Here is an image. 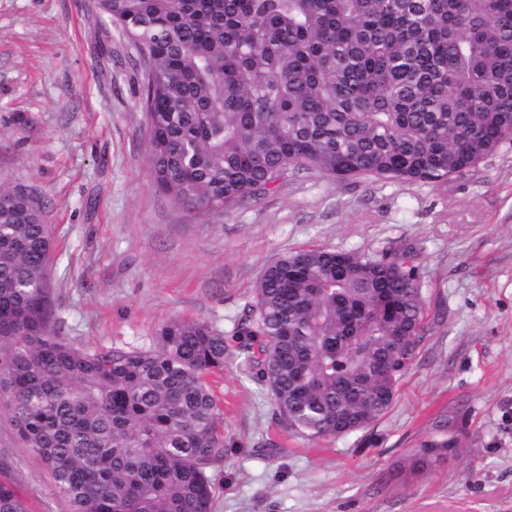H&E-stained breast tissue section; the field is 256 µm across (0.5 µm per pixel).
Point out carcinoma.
<instances>
[{"label": "carcinoma", "mask_w": 512, "mask_h": 512, "mask_svg": "<svg viewBox=\"0 0 512 512\" xmlns=\"http://www.w3.org/2000/svg\"><path fill=\"white\" fill-rule=\"evenodd\" d=\"M145 62L155 188L208 213L290 176L448 184L512 143V0H98ZM52 225L0 185V398L71 512H215L224 335L173 319L148 348L56 325ZM417 255L322 247L266 265L236 330L283 429H367L427 330ZM460 445L440 420L411 469ZM0 512H30L0 477Z\"/></svg>", "instance_id": "carcinoma-1"}]
</instances>
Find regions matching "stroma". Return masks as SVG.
Wrapping results in <instances>:
<instances>
[{
    "label": "stroma",
    "mask_w": 512,
    "mask_h": 512,
    "mask_svg": "<svg viewBox=\"0 0 512 512\" xmlns=\"http://www.w3.org/2000/svg\"><path fill=\"white\" fill-rule=\"evenodd\" d=\"M143 69L97 0H0V184L53 227L62 332L96 348L148 347L174 318L223 332L216 512H512V144L444 187L304 174L194 213L152 184ZM311 246L416 252L428 323L391 410L325 442L282 429L235 338L262 269ZM444 417L461 448L408 474ZM0 462L31 512H70L2 403Z\"/></svg>",
    "instance_id": "stroma-1"
}]
</instances>
